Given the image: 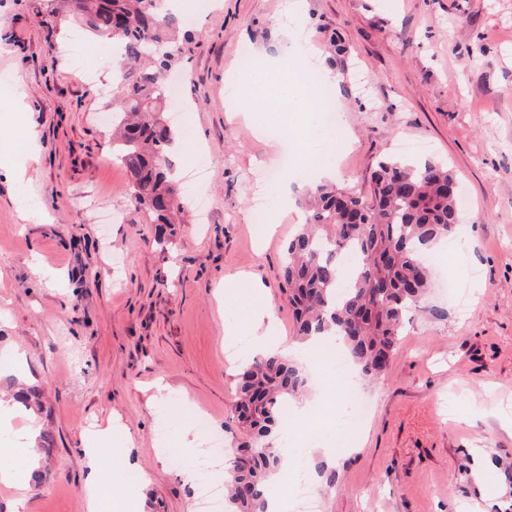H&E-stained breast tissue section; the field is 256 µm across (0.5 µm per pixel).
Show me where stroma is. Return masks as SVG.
<instances>
[{
    "mask_svg": "<svg viewBox=\"0 0 512 512\" xmlns=\"http://www.w3.org/2000/svg\"><path fill=\"white\" fill-rule=\"evenodd\" d=\"M181 4L174 173L186 180L197 150H211L212 208L208 223L189 207L162 230L129 202L101 119L110 94L70 64L78 19L0 0V140L35 135L0 168V355L21 371L1 375L0 392L36 388L41 410L19 414L52 437L37 446L38 483L0 485V512H87L84 436L107 424L100 480L114 512H199L196 483L170 457L188 465L204 447L183 445L196 410L232 444L247 438L229 332L264 301L298 342L281 268L300 207L258 242L251 175L310 138L332 152L338 188L369 193L377 162L416 142L471 201L458 231L466 263L449 269L460 301L432 287L408 312L385 371L361 385L371 412L352 446L335 447L327 428L300 446L321 512H512V0H304L294 40L272 22L284 0ZM306 53L343 75L336 131L293 78L266 95L261 125L226 111L230 80Z\"/></svg>",
    "mask_w": 512,
    "mask_h": 512,
    "instance_id": "1",
    "label": "stroma"
}]
</instances>
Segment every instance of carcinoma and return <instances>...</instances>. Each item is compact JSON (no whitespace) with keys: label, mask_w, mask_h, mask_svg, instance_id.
I'll return each instance as SVG.
<instances>
[{"label":"carcinoma","mask_w":512,"mask_h":512,"mask_svg":"<svg viewBox=\"0 0 512 512\" xmlns=\"http://www.w3.org/2000/svg\"><path fill=\"white\" fill-rule=\"evenodd\" d=\"M165 0H68L69 12L121 48L124 67L112 110V153L128 175L131 204L155 224H172L182 200L171 177L174 131L161 119L164 77L175 62L176 28ZM459 186L432 160L387 157L371 175V195L305 187L306 222L288 244L283 281L303 339L334 330L351 363L377 377L396 349L407 312L430 288L426 249L453 236ZM355 256L354 275L339 280V253ZM307 384L302 367L279 353L245 365L235 416L250 439L236 448L225 486L231 512H267L271 476L283 456L268 436L283 430L282 407Z\"/></svg>","instance_id":"1"}]
</instances>
